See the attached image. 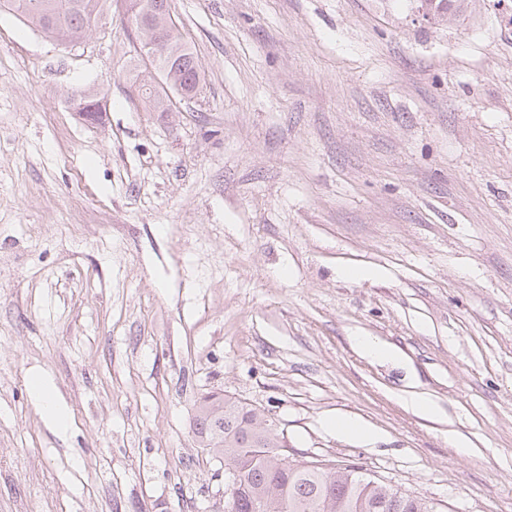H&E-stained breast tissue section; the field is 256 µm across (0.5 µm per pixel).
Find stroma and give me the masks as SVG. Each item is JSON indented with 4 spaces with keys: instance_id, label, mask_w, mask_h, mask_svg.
<instances>
[{
    "instance_id": "35a3bbf8",
    "label": "stroma",
    "mask_w": 512,
    "mask_h": 512,
    "mask_svg": "<svg viewBox=\"0 0 512 512\" xmlns=\"http://www.w3.org/2000/svg\"><path fill=\"white\" fill-rule=\"evenodd\" d=\"M420 5L171 0L202 72L173 112L123 0L70 44L0 11V512H224L210 391L437 512H512V0ZM471 1L467 0H424L421 7L425 9L426 16L434 18L441 15H447L448 18L457 16L463 12ZM143 67H144V69L143 70L141 69L139 74H143L146 72H147V74H150V75H145V78H143V84L141 86L142 95H143L144 99L146 100V102L149 104V106L151 107V109L154 112H170V104H169L170 99H169V95L167 94L165 89L162 87L163 94L162 93L160 94L157 90H155V88L152 87V85H150V86L152 87L153 90H151V88H146L148 83L151 81V79H155V77L148 71L145 64H143ZM139 74H138V77H139ZM326 427L336 434L356 438L369 439L372 435L371 430L363 423L351 419H330L327 420Z\"/></svg>"
}]
</instances>
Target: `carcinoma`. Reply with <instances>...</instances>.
Returning <instances> with one entry per match:
<instances>
[{"label":"carcinoma","mask_w":512,"mask_h":512,"mask_svg":"<svg viewBox=\"0 0 512 512\" xmlns=\"http://www.w3.org/2000/svg\"><path fill=\"white\" fill-rule=\"evenodd\" d=\"M156 13L163 33L165 55L154 59V69L166 89L182 97L197 94L202 82L199 64L173 17L169 0H146ZM105 0H0V8L19 14L29 26L56 38L68 32L84 38L93 32L91 16H101ZM469 0H422L425 14L456 16ZM142 95L155 112L170 111L166 93L146 90L153 75L143 69ZM200 444L224 465L240 470V480L230 482L224 472L226 512H435L433 504L416 493L393 489L351 466L295 465L275 452L278 433L262 427L254 409L235 398L211 393L201 398L195 414Z\"/></svg>","instance_id":"carcinoma-1"}]
</instances>
